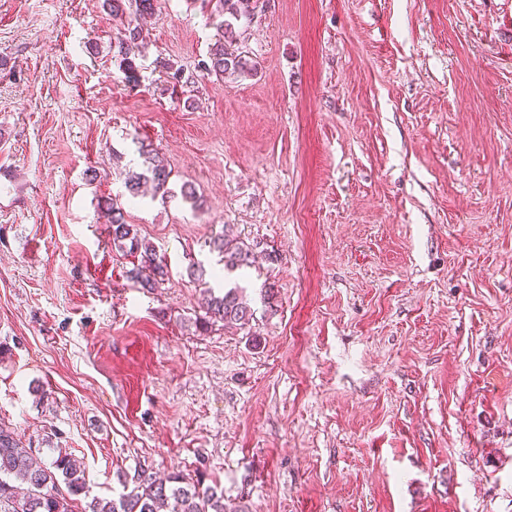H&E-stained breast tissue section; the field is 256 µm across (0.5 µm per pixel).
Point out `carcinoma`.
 <instances>
[{
    "mask_svg": "<svg viewBox=\"0 0 512 512\" xmlns=\"http://www.w3.org/2000/svg\"><path fill=\"white\" fill-rule=\"evenodd\" d=\"M213 4L220 17V37L208 56L198 62L200 72L220 80L253 77L258 66L240 46L238 23L244 16L241 0H205ZM158 0H112V13L129 12L135 16L152 15ZM141 32L138 26H127L119 32L113 45L114 56L126 64V79L132 83L131 56L139 51ZM143 170L127 175L126 188L136 198L143 185L151 183L156 194L165 200L172 195L167 187L169 171L157 160L151 149L142 150ZM112 227L113 246L140 256V262L129 270V278L143 288H153L167 276L166 265L157 258L155 247L141 238L134 225L127 223L122 204L114 199L106 204ZM223 255L224 268L236 270L251 265L252 250L237 238L224 234L214 241ZM205 313L226 326H244L253 320L254 310L237 288L221 295L208 291ZM41 443L50 446L49 458L37 461L36 451L23 445L21 437L10 425L0 422V512H74L75 504L87 492L85 467L67 449L53 447L47 435ZM123 491L118 498L97 497L86 512H246L244 507L228 508L224 492L215 487H201L199 481L181 473H171L158 479L140 469L133 475H123Z\"/></svg>",
    "mask_w": 512,
    "mask_h": 512,
    "instance_id": "cac0c4a2",
    "label": "carcinoma"
}]
</instances>
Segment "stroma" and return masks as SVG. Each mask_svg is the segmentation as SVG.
Listing matches in <instances>:
<instances>
[{
    "instance_id": "35a3bbf8",
    "label": "stroma",
    "mask_w": 512,
    "mask_h": 512,
    "mask_svg": "<svg viewBox=\"0 0 512 512\" xmlns=\"http://www.w3.org/2000/svg\"><path fill=\"white\" fill-rule=\"evenodd\" d=\"M102 4L0 0V421L92 498L142 467L249 512H512V0H250L233 83L203 0H160L134 86ZM145 145L167 202L124 187ZM207 286L250 326L201 327ZM106 212L112 227L113 246L140 256L139 264L128 271V277L142 288H155L168 273L166 265L157 258L155 247L138 235L133 224L127 223L125 210L118 199L106 204ZM236 237L224 233L214 241L215 248L223 255L224 269L236 270L251 265L252 250Z\"/></svg>"
}]
</instances>
